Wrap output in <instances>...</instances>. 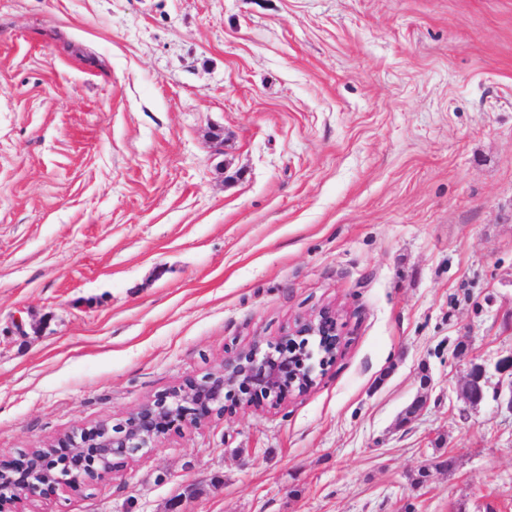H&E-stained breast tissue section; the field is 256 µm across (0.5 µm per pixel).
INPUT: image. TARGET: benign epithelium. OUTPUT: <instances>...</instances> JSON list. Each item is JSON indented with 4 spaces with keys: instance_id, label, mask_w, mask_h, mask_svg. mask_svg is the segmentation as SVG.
Returning <instances> with one entry per match:
<instances>
[{
    "instance_id": "benign-epithelium-1",
    "label": "benign epithelium",
    "mask_w": 512,
    "mask_h": 512,
    "mask_svg": "<svg viewBox=\"0 0 512 512\" xmlns=\"http://www.w3.org/2000/svg\"><path fill=\"white\" fill-rule=\"evenodd\" d=\"M334 308L295 321L288 328L286 339L279 343L255 341L249 348L224 357L220 370L199 381H188L132 411L124 421L112 424L101 421L90 429L75 430L60 439L55 447L68 448L73 462L90 463L84 480L95 483L117 472V460H130L145 449L156 447L165 428L175 422L198 415V408L207 409L206 416L224 415V397H235L239 404L252 403L251 391H263L271 405L276 406L295 392L303 394L313 385L316 366H324L336 358L341 339ZM311 336L328 349L318 362H306L296 338ZM495 371L508 382L498 386L494 397L512 413V353L499 357ZM488 368L483 362L469 364L462 386L463 400L476 407L486 397ZM24 470L32 479L22 488H13L0 495V508L31 497L50 496L65 483V470L48 457L23 458Z\"/></svg>"
}]
</instances>
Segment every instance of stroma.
Wrapping results in <instances>:
<instances>
[{
	"mask_svg": "<svg viewBox=\"0 0 512 512\" xmlns=\"http://www.w3.org/2000/svg\"><path fill=\"white\" fill-rule=\"evenodd\" d=\"M324 307L306 393L23 512H512L460 396L512 353V0H0L1 463ZM488 384L487 365L478 361L471 362L462 386L464 402L472 407L478 406L486 397Z\"/></svg>",
	"mask_w": 512,
	"mask_h": 512,
	"instance_id": "stroma-1",
	"label": "stroma"
}]
</instances>
